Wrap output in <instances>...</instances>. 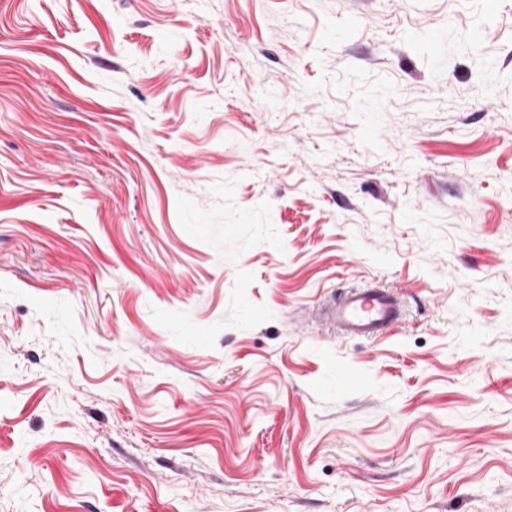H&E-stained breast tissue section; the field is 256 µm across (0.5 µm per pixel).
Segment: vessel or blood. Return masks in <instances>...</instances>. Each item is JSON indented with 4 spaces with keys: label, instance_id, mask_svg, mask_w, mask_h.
Masks as SVG:
<instances>
[{
    "label": "vessel or blood",
    "instance_id": "b4317fda",
    "mask_svg": "<svg viewBox=\"0 0 512 512\" xmlns=\"http://www.w3.org/2000/svg\"><path fill=\"white\" fill-rule=\"evenodd\" d=\"M329 325L344 336H378L400 319L397 297L375 284L352 288L324 312Z\"/></svg>",
    "mask_w": 512,
    "mask_h": 512
}]
</instances>
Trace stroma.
Returning a JSON list of instances; mask_svg holds the SVG:
<instances>
[{
	"mask_svg": "<svg viewBox=\"0 0 512 512\" xmlns=\"http://www.w3.org/2000/svg\"><path fill=\"white\" fill-rule=\"evenodd\" d=\"M0 512H512V0H0ZM397 297L376 284L352 288L324 312L329 325L343 336H378L400 319Z\"/></svg>",
	"mask_w": 512,
	"mask_h": 512,
	"instance_id": "stroma-1",
	"label": "stroma"
}]
</instances>
